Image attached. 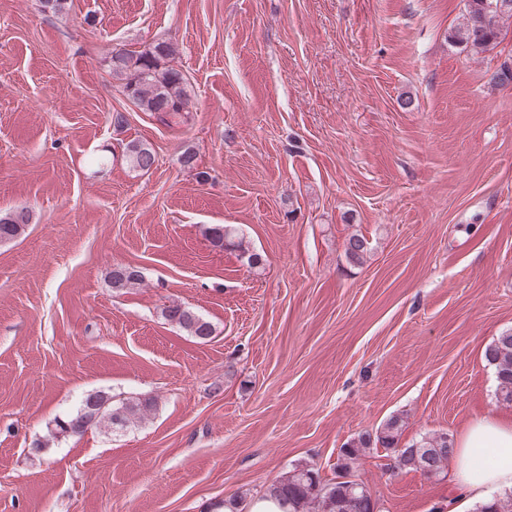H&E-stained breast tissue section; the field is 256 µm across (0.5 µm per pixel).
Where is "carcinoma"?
<instances>
[{
	"mask_svg": "<svg viewBox=\"0 0 512 512\" xmlns=\"http://www.w3.org/2000/svg\"><path fill=\"white\" fill-rule=\"evenodd\" d=\"M499 0H466L465 25L449 34L448 39L470 54H480L497 44L501 35V24L512 19V0L500 10ZM175 53L172 44L161 41L144 51L124 50L108 61V67L119 81L123 91L129 93L137 107L144 112L164 113L161 121L170 126L188 120L189 98L185 90L182 72L172 65ZM126 154L133 167L148 171L156 162L152 150L132 140L126 144ZM27 211H11L0 214V241L12 240L28 224ZM369 242L362 235H352L345 246V254L353 263H360L368 253ZM143 280L141 271H112V287L130 288ZM165 319L183 330L187 335L199 339L213 334L212 324L188 307L172 304L163 311ZM485 360L497 374V398L512 403V332L504 331L486 348ZM155 407L151 398L132 399L114 403L102 391L84 397L76 414L57 421L62 433L78 434L76 420L83 418L88 427L116 429L131 426L144 420ZM401 426L392 417L380 429L376 443L393 453V462L386 464L387 470L395 468L432 475L443 473L448 465V455L433 452L435 448H448V436H423L406 446H400ZM369 442L360 438L340 449L338 468L354 473L362 457L366 456ZM286 512H375L360 490L352 489L347 482H325L311 468H295L272 487ZM474 512H512V493L493 495L491 501L478 504Z\"/></svg>",
	"mask_w": 512,
	"mask_h": 512,
	"instance_id": "1",
	"label": "carcinoma"
}]
</instances>
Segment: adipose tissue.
<instances>
[{"mask_svg":"<svg viewBox=\"0 0 512 512\" xmlns=\"http://www.w3.org/2000/svg\"><path fill=\"white\" fill-rule=\"evenodd\" d=\"M450 479L458 494L449 512H470L491 495L512 490V419L473 420L458 442Z\"/></svg>","mask_w":512,"mask_h":512,"instance_id":"adipose-tissue-1","label":"adipose tissue"}]
</instances>
